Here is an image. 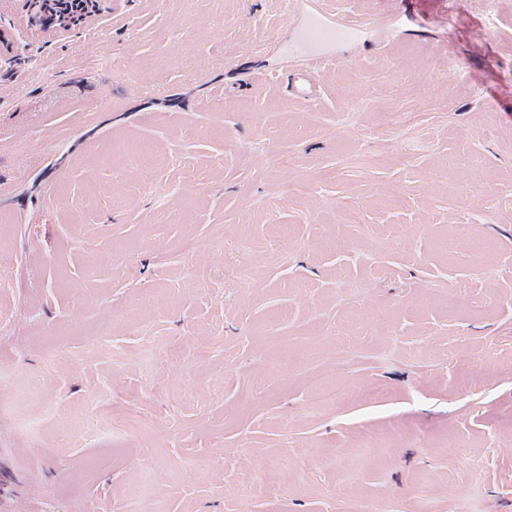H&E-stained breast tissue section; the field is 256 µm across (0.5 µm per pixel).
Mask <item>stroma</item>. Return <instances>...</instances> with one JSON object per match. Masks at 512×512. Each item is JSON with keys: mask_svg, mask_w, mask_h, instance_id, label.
I'll use <instances>...</instances> for the list:
<instances>
[{"mask_svg": "<svg viewBox=\"0 0 512 512\" xmlns=\"http://www.w3.org/2000/svg\"><path fill=\"white\" fill-rule=\"evenodd\" d=\"M335 2L0 0V512H512V0ZM32 10V17L40 22L50 20L53 14L67 12L63 1L51 0L52 3H48L49 0H28ZM86 15H83L79 20L73 19L70 14L64 13L60 18L54 17L50 24L54 25V29L51 32L58 33L68 30L71 25L75 22H79L86 19ZM327 15L324 12L318 11L312 18L313 21L306 23L301 29V35L303 39L308 42L321 43V42H353L361 27L362 21L347 22L341 25H331L325 21ZM326 30H333L335 39L333 41H327L323 39L322 34Z\"/></svg>", "mask_w": 512, "mask_h": 512, "instance_id": "stroma-1", "label": "stroma"}]
</instances>
